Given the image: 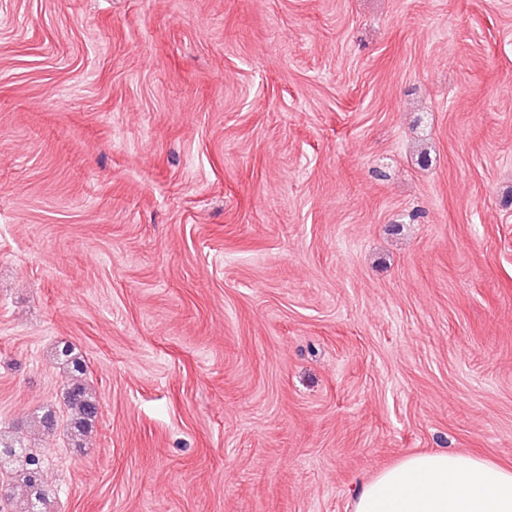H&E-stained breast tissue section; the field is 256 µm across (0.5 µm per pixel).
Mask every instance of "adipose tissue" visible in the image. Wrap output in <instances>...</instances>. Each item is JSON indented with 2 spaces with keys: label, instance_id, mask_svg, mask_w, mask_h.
Instances as JSON below:
<instances>
[{
  "label": "adipose tissue",
  "instance_id": "ef3b65f1",
  "mask_svg": "<svg viewBox=\"0 0 512 512\" xmlns=\"http://www.w3.org/2000/svg\"><path fill=\"white\" fill-rule=\"evenodd\" d=\"M352 512H512V469L470 454H412L363 484Z\"/></svg>",
  "mask_w": 512,
  "mask_h": 512
}]
</instances>
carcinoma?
I'll return each instance as SVG.
<instances>
[{
    "label": "carcinoma",
    "instance_id": "carcinoma-1",
    "mask_svg": "<svg viewBox=\"0 0 512 512\" xmlns=\"http://www.w3.org/2000/svg\"><path fill=\"white\" fill-rule=\"evenodd\" d=\"M60 364L68 369L65 385L67 406L71 410L70 435L76 445L83 437L98 414V404L87 393L82 383L86 367L82 357L69 345H63L55 353ZM38 457L21 441L0 433V469L12 473L20 484V494L0 495V512H50L54 493L44 476L43 467L36 466Z\"/></svg>",
    "mask_w": 512,
    "mask_h": 512
}]
</instances>
